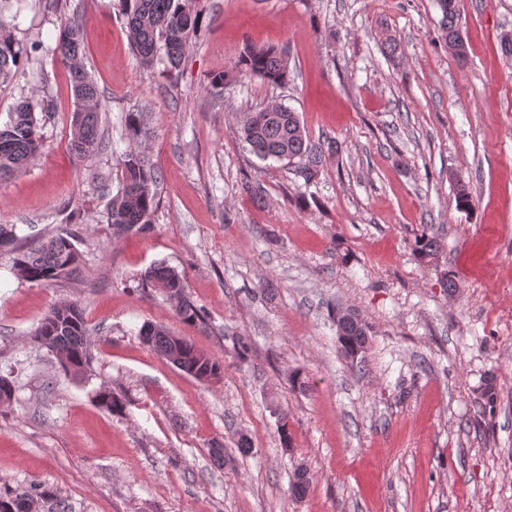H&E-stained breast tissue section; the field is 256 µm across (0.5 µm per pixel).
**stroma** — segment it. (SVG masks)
Masks as SVG:
<instances>
[{
    "label": "stroma",
    "instance_id": "stroma-1",
    "mask_svg": "<svg viewBox=\"0 0 512 512\" xmlns=\"http://www.w3.org/2000/svg\"><path fill=\"white\" fill-rule=\"evenodd\" d=\"M194 7L202 24L169 72L140 65L119 0H0V20L33 50L0 81V122L27 98L45 105L39 153L0 182V224L76 231L81 254L75 277L39 284L0 251V374L15 389L0 405V494L45 485L70 512H512V57L500 48L512 0H461L463 61L436 0ZM67 23L112 141L86 158L69 148L74 103L54 53ZM262 47L286 53L285 84L242 73ZM221 73L231 81L219 91ZM273 100L329 145L312 184L239 136L241 114ZM131 112L147 115L160 203L152 232L118 237L107 208ZM424 233L442 244L429 263L412 253ZM158 262L184 277L206 328L140 289ZM60 302L87 322L81 376L34 340ZM334 307L373 327L357 364L337 352ZM146 323L221 359L223 376L168 363L142 341ZM487 375L491 416L479 408ZM103 386L125 415L96 402ZM300 465L311 482L297 498Z\"/></svg>",
    "mask_w": 512,
    "mask_h": 512
}]
</instances>
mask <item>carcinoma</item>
<instances>
[{
    "label": "carcinoma",
    "instance_id": "cac0c4a2",
    "mask_svg": "<svg viewBox=\"0 0 512 512\" xmlns=\"http://www.w3.org/2000/svg\"><path fill=\"white\" fill-rule=\"evenodd\" d=\"M127 19L128 37L142 66L151 68L155 60L164 58L171 66L180 63L192 35L200 25V14L190 0H122ZM442 14L443 31L455 55L465 58L466 43L457 28L460 0H437ZM55 52L70 74V90L74 99L70 146L85 157L103 148L99 135L100 94L80 59V34L76 27L63 28ZM24 63V49L5 24H0V79L8 78ZM243 72L279 85L287 81L288 63L283 54L273 48L251 49L243 57ZM36 104L26 100L9 113L8 121L0 124V180L19 172L40 149ZM127 135L133 147L124 155L121 185L112 196L107 222L117 235L148 234L153 230V216L158 207L155 185L157 173L150 162L142 140L147 128L142 113L130 112L126 118ZM240 136L251 151L264 160L296 163L295 174L304 183H311L322 163L323 144H312L307 138L299 116L277 101L256 112H248L240 120ZM77 239L71 233L51 238L19 237L15 225H0V249L13 254L15 275L27 282H48L75 276L80 268ZM440 242L433 236L415 239L413 251L421 259L433 258ZM142 286L162 291L175 303L177 314L191 324L201 323L204 313L185 294V282L174 268L158 264L148 268ZM342 356L361 355L371 341L372 327L363 315L354 311L332 314ZM140 336L158 355L199 381H212L224 373L223 362L200 351L191 341L174 336L161 326L145 324ZM34 341L65 356L60 362L68 374L80 375L90 363L88 332L81 310L72 303L61 302L50 308L34 334ZM482 413L493 415L496 394L492 382L480 393ZM98 403L112 413L123 414L125 401L111 388L96 391ZM311 480L307 469L294 472L293 495L302 496ZM55 493L31 486L0 495V512L18 501L28 504L25 510L39 512V505L54 499Z\"/></svg>",
    "mask_w": 512,
    "mask_h": 512
}]
</instances>
